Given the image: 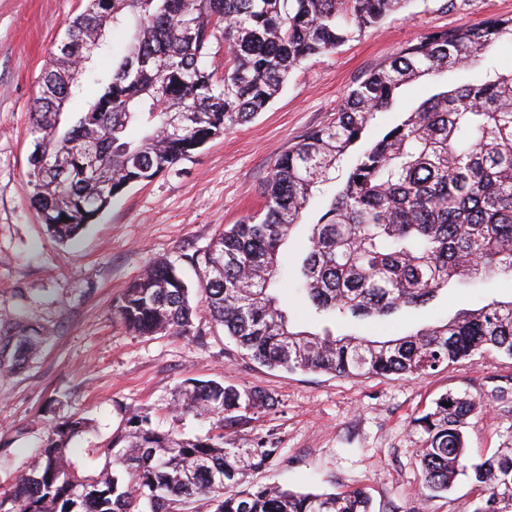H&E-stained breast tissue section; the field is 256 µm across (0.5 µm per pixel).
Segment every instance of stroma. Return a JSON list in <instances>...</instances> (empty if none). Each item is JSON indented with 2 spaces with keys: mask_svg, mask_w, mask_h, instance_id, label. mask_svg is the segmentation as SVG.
Returning <instances> with one entry per match:
<instances>
[{
  "mask_svg": "<svg viewBox=\"0 0 512 512\" xmlns=\"http://www.w3.org/2000/svg\"><path fill=\"white\" fill-rule=\"evenodd\" d=\"M85 0H0V327L16 321L43 332L39 356L20 375L0 381V493L36 461L51 420L81 415L93 428L71 443L70 459L99 470L92 449L124 433L146 412L155 427L185 438L216 434L218 418L177 411L187 380L258 386L275 401L228 441L270 435L281 448L252 482L302 492L364 489L373 512H472L477 491L466 477L434 494L421 480L424 438L412 421L452 392L477 404L466 428L468 453L480 461L512 447V357L489 351L431 374L362 378L272 370L243 355L205 310L183 338L129 331L113 313L124 289L151 262L175 266L190 288L205 267L192 256L224 229L258 212L267 176L282 153L327 125L343 96L408 44L439 29L491 15H512V0H410L402 12L334 52L303 61L281 92L249 123L228 129L151 181L127 189L94 224L61 244L47 233L30 201L33 149L28 106L57 51L68 19ZM434 80L403 85L394 109L377 113L366 132L379 138L434 92ZM334 184L311 198L303 226L280 254V295L293 325L321 331L309 311L299 267L306 226L325 212ZM512 299V276L456 284L421 308L383 319H342L335 334L401 336Z\"/></svg>",
  "mask_w": 512,
  "mask_h": 512,
  "instance_id": "stroma-1",
  "label": "stroma"
}]
</instances>
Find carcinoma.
Wrapping results in <instances>:
<instances>
[{
	"instance_id": "1",
	"label": "carcinoma",
	"mask_w": 512,
	"mask_h": 512,
	"mask_svg": "<svg viewBox=\"0 0 512 512\" xmlns=\"http://www.w3.org/2000/svg\"><path fill=\"white\" fill-rule=\"evenodd\" d=\"M408 0H87L66 21L39 95L29 107L34 149L31 202L57 240L77 237L129 187L170 168L209 139L264 111L288 74L376 27ZM131 23L126 53L87 99L70 81L96 29ZM221 33L228 59L214 78L202 65ZM512 44V16L434 31L344 96L331 124L312 131L273 165L260 213L234 224L196 258L208 275L201 306L244 355L286 371L361 378L420 376L484 350L512 356V300L463 309L446 322L387 340L294 331L274 293L279 254L313 191L332 180L348 149L397 90L422 77L477 66ZM80 102L59 131L63 108ZM187 116L175 131L170 119ZM67 220H62V217ZM301 276L315 315L384 318L429 304L456 282L512 274V70L436 93L359 154L326 212L309 225ZM190 289L174 268L148 266L121 294L116 317L139 335H195ZM43 337L24 322L0 333V377L37 357ZM273 405L260 387L189 380L185 412L209 413L232 431ZM476 403L445 393L413 420L425 436L421 478L433 493L460 475L478 487L473 512H512V448L470 462L463 431ZM99 449L96 473L68 460L83 417L51 424L40 464L16 478L0 512H184L199 500L213 512H372L365 491L302 493L241 488L246 472L279 455L271 439L240 448L216 437L159 432L146 414ZM128 448L113 453L119 444Z\"/></svg>"
}]
</instances>
